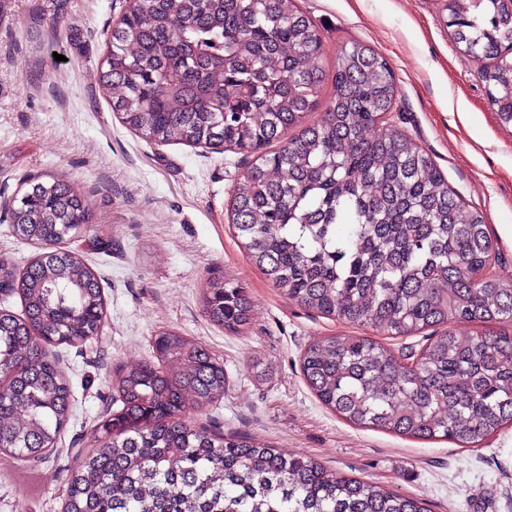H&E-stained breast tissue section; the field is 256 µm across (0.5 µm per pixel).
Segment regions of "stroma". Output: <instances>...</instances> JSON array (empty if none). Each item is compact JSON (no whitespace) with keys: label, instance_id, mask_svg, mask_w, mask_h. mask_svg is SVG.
<instances>
[{"label":"stroma","instance_id":"1","mask_svg":"<svg viewBox=\"0 0 512 512\" xmlns=\"http://www.w3.org/2000/svg\"><path fill=\"white\" fill-rule=\"evenodd\" d=\"M320 29L325 75L320 119L334 96L336 53L371 45L392 67L388 123L421 145L483 214L491 268L512 274V125L492 109L480 66L454 46L444 0H296ZM127 0H0V214L33 176L80 188L89 222L67 243L98 276L106 317L97 336L52 347L74 394L51 452H0V512H62L67 479L100 447L112 409L109 379L152 358L154 336L175 330L223 364L221 401L187 410L194 428L239 433L304 455L343 475L419 499L429 512H512V426L477 448L358 429L326 409L300 371L324 336L388 339L287 298L252 262L229 223V199L252 160L222 148L154 145L125 128L104 99L99 63ZM244 284L249 325L229 333L202 310L213 279Z\"/></svg>","mask_w":512,"mask_h":512}]
</instances>
